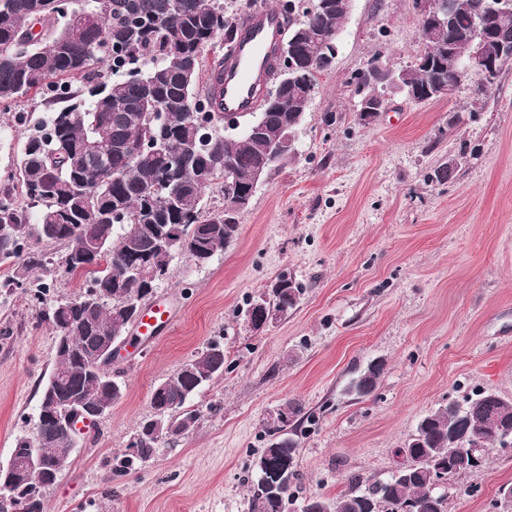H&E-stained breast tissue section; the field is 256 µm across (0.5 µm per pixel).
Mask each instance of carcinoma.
<instances>
[{"label":"carcinoma","mask_w":512,"mask_h":512,"mask_svg":"<svg viewBox=\"0 0 512 512\" xmlns=\"http://www.w3.org/2000/svg\"><path fill=\"white\" fill-rule=\"evenodd\" d=\"M324 12L319 7L295 19L288 11V30L303 29L295 45L299 76L278 90L273 110L262 126L246 121L239 134L224 136V119L213 94L199 95L196 83L203 51L215 40L222 24L224 40L234 30L224 20L223 0H0V112L40 97L54 109L29 121L24 151L13 189L25 204L0 201V263L10 261L13 274L0 282V294L21 289L39 303L49 285L36 275L51 260L33 240L62 243L66 252H82L84 259L69 265L67 274L83 278L80 292L60 299L41 312L60 339L56 340L53 372L41 392L38 422L42 452L52 457L68 447L62 420L70 400L98 402L122 398L116 375H101L89 364L90 356L119 338L134 325V305L153 296L161 281L154 267L172 266L175 252L155 247L164 232H180L185 255L213 259L236 241L243 198L255 191L250 173L267 160L269 144L287 130H298L311 106L307 92L316 89L312 66L316 36L336 43L345 19L344 0ZM483 17L492 35L512 42V11L504 15L498 0H460L448 12L445 36L434 39L430 25L420 19L423 62L395 73L398 87L414 92L411 101L428 103L441 90L458 84V71L448 66L453 56L469 62L476 51L475 22ZM102 63L108 81L89 78L91 63ZM140 67V75L129 73ZM367 105L376 107L389 83L363 81ZM216 121V128L190 120L192 107ZM150 139L202 141L194 161L174 171L167 184L159 175L172 168L168 157L144 148ZM104 141L101 155L85 157V148ZM234 160L241 177L224 187V160ZM124 176L112 179V172ZM216 190L224 207L207 211L206 192ZM267 299L269 310L259 317H281L293 308L303 285L286 274ZM111 295L103 305L84 301L91 288ZM387 361L370 360L346 387L363 397L372 393L386 373ZM224 374V346L211 341L158 384L151 404L156 410L172 407L166 416L170 433L157 442L144 436L150 420L137 429L140 448H126L113 472L124 475L138 463L153 458L158 448L195 431L200 413L188 402L207 383ZM293 428L263 425L268 440L255 459L256 479L250 488L251 512H285L299 503V512H448L449 489L478 470L488 454L512 442V398L493 389L478 388L457 407L440 406L422 415L414 431L396 450L405 465L387 478H348V488L330 497H299L298 427L311 416L300 404H283ZM475 449L479 463L464 459L463 449ZM447 470L451 484L433 488L437 468Z\"/></svg>","instance_id":"carcinoma-1"}]
</instances>
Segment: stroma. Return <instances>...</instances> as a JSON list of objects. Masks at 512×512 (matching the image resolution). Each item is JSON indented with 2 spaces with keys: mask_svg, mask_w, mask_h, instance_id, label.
Listing matches in <instances>:
<instances>
[{
  "mask_svg": "<svg viewBox=\"0 0 512 512\" xmlns=\"http://www.w3.org/2000/svg\"><path fill=\"white\" fill-rule=\"evenodd\" d=\"M420 17L416 0H351L297 157L258 188L231 247L200 268L174 260L153 296L174 320L119 351L124 396L47 490L45 512H249L263 422L292 400L316 416L300 440L301 491L333 496L349 475L385 478L430 410L476 387L512 396V67L480 96L477 73L425 105L390 95L366 126L348 84L376 53L394 69L414 65ZM24 143L14 113L0 114V198ZM462 152L466 164L435 180ZM283 273L303 294L251 332L247 302ZM41 309L20 292L0 298V462L32 435L53 368ZM213 340L224 373L191 402L196 430L114 477L115 455L157 415L154 388ZM379 356L388 365L373 394L345 395L355 368ZM507 483L512 448H499L462 479L468 492L451 495L449 512H500Z\"/></svg>",
  "mask_w": 512,
  "mask_h": 512,
  "instance_id": "35a3bbf8",
  "label": "stroma"
}]
</instances>
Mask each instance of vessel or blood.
<instances>
[{"label": "vessel or blood", "mask_w": 512, "mask_h": 512, "mask_svg": "<svg viewBox=\"0 0 512 512\" xmlns=\"http://www.w3.org/2000/svg\"><path fill=\"white\" fill-rule=\"evenodd\" d=\"M236 38L219 69L210 71L208 86L220 89L224 114L244 118L255 112L272 78V66L286 31V17L276 7H254L236 24ZM169 310L161 304L147 307L134 330L139 336L155 335L170 323Z\"/></svg>", "instance_id": "obj_1"}]
</instances>
